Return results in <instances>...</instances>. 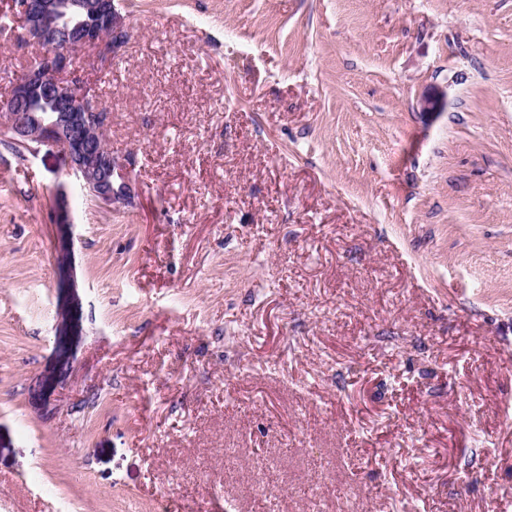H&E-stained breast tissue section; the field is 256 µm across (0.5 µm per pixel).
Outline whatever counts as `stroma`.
Segmentation results:
<instances>
[{"mask_svg": "<svg viewBox=\"0 0 512 512\" xmlns=\"http://www.w3.org/2000/svg\"><path fill=\"white\" fill-rule=\"evenodd\" d=\"M115 6L130 197L0 134V512H512V0ZM60 227V236L58 239V277L57 288L74 294L77 283L73 274L72 254H73V231L74 224L63 220L58 223Z\"/></svg>", "mask_w": 512, "mask_h": 512, "instance_id": "35a3bbf8", "label": "stroma"}]
</instances>
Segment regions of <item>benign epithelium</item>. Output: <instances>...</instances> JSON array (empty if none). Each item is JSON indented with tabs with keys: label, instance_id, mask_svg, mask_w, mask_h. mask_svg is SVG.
I'll return each mask as SVG.
<instances>
[{
	"label": "benign epithelium",
	"instance_id": "obj_1",
	"mask_svg": "<svg viewBox=\"0 0 512 512\" xmlns=\"http://www.w3.org/2000/svg\"><path fill=\"white\" fill-rule=\"evenodd\" d=\"M24 35L43 49L39 65L18 81L11 96L0 103V131L21 145L31 143L56 152L65 168L99 204L110 207L130 192L114 189L112 179L121 164L106 152L99 134L106 131L108 113L86 91L81 72L73 67L75 54L98 50L116 52L128 39L123 16L113 0H22ZM39 97L50 111L38 116L28 102ZM57 287L72 293L73 224L59 222ZM81 333V315L70 308L61 313L58 335Z\"/></svg>",
	"mask_w": 512,
	"mask_h": 512
}]
</instances>
